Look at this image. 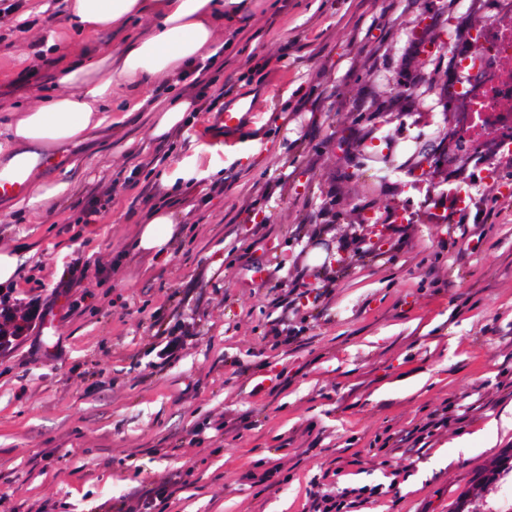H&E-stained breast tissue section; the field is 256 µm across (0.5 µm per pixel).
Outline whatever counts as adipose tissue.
<instances>
[{
    "instance_id": "1",
    "label": "adipose tissue",
    "mask_w": 512,
    "mask_h": 512,
    "mask_svg": "<svg viewBox=\"0 0 512 512\" xmlns=\"http://www.w3.org/2000/svg\"><path fill=\"white\" fill-rule=\"evenodd\" d=\"M228 4L240 8L244 0H69L70 19L85 33L122 31L136 20L143 27L120 48L59 67L55 73L59 93L28 106L8 123L0 140V179L18 176L28 181L19 205L41 207L69 192L65 177L46 182L34 174L49 147L94 138L117 124L107 108L114 87H122L126 111L156 113L152 130L156 138L167 136L187 113L198 110L195 99H157L146 89L223 54L220 37ZM175 225L174 209L155 207L139 227L138 247L165 254Z\"/></svg>"
}]
</instances>
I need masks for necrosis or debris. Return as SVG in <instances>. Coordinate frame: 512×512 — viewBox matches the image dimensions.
Wrapping results in <instances>:
<instances>
[{"label":"necrosis or debris","instance_id":"obj_1","mask_svg":"<svg viewBox=\"0 0 512 512\" xmlns=\"http://www.w3.org/2000/svg\"><path fill=\"white\" fill-rule=\"evenodd\" d=\"M469 41L468 50L452 54L454 76L446 97L455 122L448 146L461 157L491 158L480 181L507 197L512 195V183L500 178L494 162L512 157V8L495 10L473 26Z\"/></svg>","mask_w":512,"mask_h":512}]
</instances>
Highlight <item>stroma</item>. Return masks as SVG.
<instances>
[{"mask_svg": "<svg viewBox=\"0 0 512 512\" xmlns=\"http://www.w3.org/2000/svg\"><path fill=\"white\" fill-rule=\"evenodd\" d=\"M492 8L248 0L209 85L233 86L247 141L225 146L215 111L165 140L132 112L50 149L40 176L67 174L68 197L36 212L0 198L19 296H50L76 256L105 268L0 355V512H312L317 490L361 487L379 493L350 512H454L512 448V197L444 132L428 146L443 184L408 193L405 148L443 98L447 30L467 46ZM21 15L23 34L0 21V131L56 95L60 59L126 35L80 31L67 0ZM453 179L474 186L462 212ZM159 204L179 224L155 257L135 238ZM171 334L184 347L159 358ZM480 181L486 188L498 196H511V183H509V181L502 180L497 168L493 165H488L481 170Z\"/></svg>", "mask_w": 512, "mask_h": 512, "instance_id": "35a3bbf8", "label": "stroma"}]
</instances>
